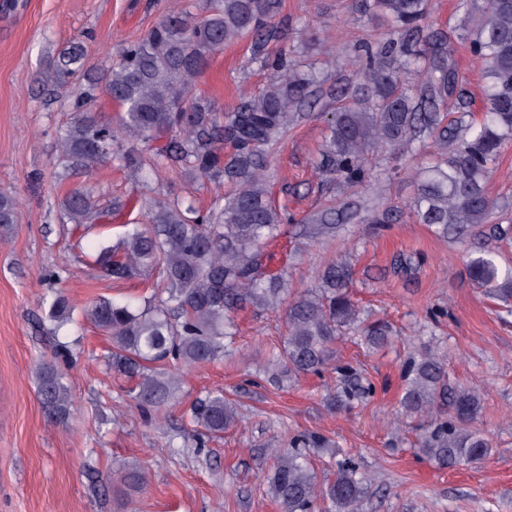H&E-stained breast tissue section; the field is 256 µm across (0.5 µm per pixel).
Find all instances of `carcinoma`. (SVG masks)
<instances>
[{"label": "carcinoma", "mask_w": 512, "mask_h": 512, "mask_svg": "<svg viewBox=\"0 0 512 512\" xmlns=\"http://www.w3.org/2000/svg\"><path fill=\"white\" fill-rule=\"evenodd\" d=\"M280 0H206L205 14L169 11L144 38L123 49L104 83L83 85L68 121L56 132L54 175L63 183L90 174L112 161L134 172L145 184L163 171L193 179L222 182L230 191L199 209L178 196L144 203L146 225L132 224L121 252L99 250L101 275L115 281L142 273L155 276L154 292L143 302L124 297L99 298L85 317L111 342L106 365L118 376L136 380L135 406L164 415L180 399L182 379L173 365L199 366L224 359L235 336L233 314L247 307L274 306L289 299L286 334L275 358L279 374L320 375L332 363L336 339L351 331L372 348L388 344V322L360 316L349 293L351 266L328 264L318 286L288 298V278L265 272L264 247L292 226L295 239L336 234L330 207L310 224L291 225L284 207L271 199L269 156L307 116L304 108L325 95V143L315 170L321 181L345 191L371 179V152L409 149L440 135L453 139L448 154L423 170L417 181L413 215L448 239L474 246L467 269L487 293L512 300V267L501 268L485 239L512 238V221L488 224L493 203L487 180L501 150L512 143V0H482L478 18L463 34L471 55L484 69L485 106L481 119L445 124L440 111L458 83L448 68L447 43L424 34L428 0H358L364 15L388 23L390 34L377 44L360 45L361 82H339L323 92L315 72L293 58L295 47L272 49L281 42L276 16ZM246 39L252 59L273 71L269 85L246 97L234 110L219 112L194 94V82L210 58L224 46ZM74 57L64 54L47 79L66 85ZM118 106L112 120L89 108L100 89ZM144 144L140 150L124 143ZM120 200L103 206L92 187L70 190L59 209L62 224L90 228ZM19 223L17 201L0 195V245L8 244ZM45 319L57 333L72 322L73 306L61 291L42 298ZM69 345H56L53 361L36 370V391L47 418L65 422L73 408L60 363ZM400 405L422 419L420 451L450 468L483 462L489 439L472 427L483 408L481 394L450 385L440 359L429 349L407 360ZM371 392L351 379L330 399L331 408H347ZM197 438L224 433L239 419L238 408L223 392L197 397L189 408ZM327 445L316 434L296 432L288 449L270 445L274 461L268 480L281 512H359L370 479L357 460H336V477L318 483L308 452Z\"/></svg>", "instance_id": "obj_1"}]
</instances>
